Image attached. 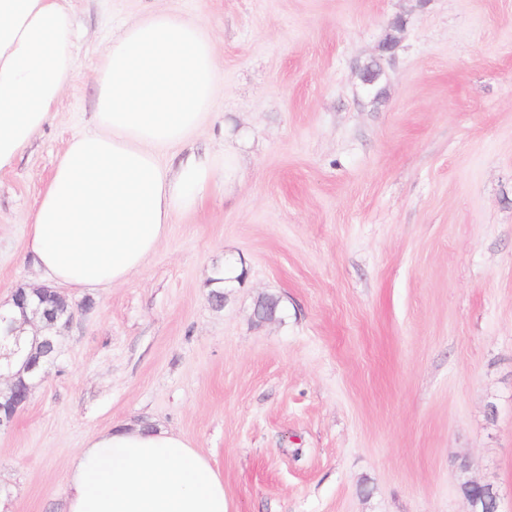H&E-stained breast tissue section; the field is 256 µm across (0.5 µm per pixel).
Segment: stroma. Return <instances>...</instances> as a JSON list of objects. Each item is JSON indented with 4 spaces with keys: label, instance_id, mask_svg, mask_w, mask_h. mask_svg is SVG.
<instances>
[{
    "label": "stroma",
    "instance_id": "1",
    "mask_svg": "<svg viewBox=\"0 0 512 512\" xmlns=\"http://www.w3.org/2000/svg\"><path fill=\"white\" fill-rule=\"evenodd\" d=\"M67 6L77 77L0 172L1 298L38 286L29 216L145 14L200 20L223 76L162 162L228 151L235 172L126 283L66 289L60 362L0 430V512H66L76 453L140 422L210 460L229 512H465L467 480L512 512V0ZM399 19L376 100L358 68Z\"/></svg>",
    "mask_w": 512,
    "mask_h": 512
}]
</instances>
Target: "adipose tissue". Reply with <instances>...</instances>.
<instances>
[{
    "instance_id": "adipose-tissue-1",
    "label": "adipose tissue",
    "mask_w": 512,
    "mask_h": 512,
    "mask_svg": "<svg viewBox=\"0 0 512 512\" xmlns=\"http://www.w3.org/2000/svg\"><path fill=\"white\" fill-rule=\"evenodd\" d=\"M64 0H0V171L13 167L77 72ZM221 83L211 37L174 11L113 36L97 75L92 132L74 137L42 189L27 251L47 286L122 284L141 271L172 218L200 208L234 164L192 153L170 170L160 153L210 116ZM67 512H229L224 480L181 435L123 425L71 460Z\"/></svg>"
}]
</instances>
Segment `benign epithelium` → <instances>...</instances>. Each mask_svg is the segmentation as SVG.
<instances>
[{
  "instance_id": "1",
  "label": "benign epithelium",
  "mask_w": 512,
  "mask_h": 512,
  "mask_svg": "<svg viewBox=\"0 0 512 512\" xmlns=\"http://www.w3.org/2000/svg\"><path fill=\"white\" fill-rule=\"evenodd\" d=\"M404 28V21L399 20L388 30L385 38L379 42L377 54L372 60L378 67H360V79L365 91L376 97L379 95L382 83L385 78L383 61L394 58L395 51L400 44V32ZM45 288H33L31 293L19 289L14 294V304L18 309V315H12L0 310V382L5 381L13 396L6 403H0V428H9L15 421L18 412L25 406L30 398L31 388L23 381L20 373L12 372V362L19 357L22 351V337L24 326L40 325L43 334L41 345L46 346L53 343V337L69 328L73 317L74 309L69 307L63 314L49 309L46 305ZM41 354L29 352L22 362V370L32 374L36 379L41 380L47 374L40 363ZM464 492V500H469V492L479 491L488 498L486 504L490 505V512H498V493L487 484L476 481H466L461 485Z\"/></svg>"
}]
</instances>
